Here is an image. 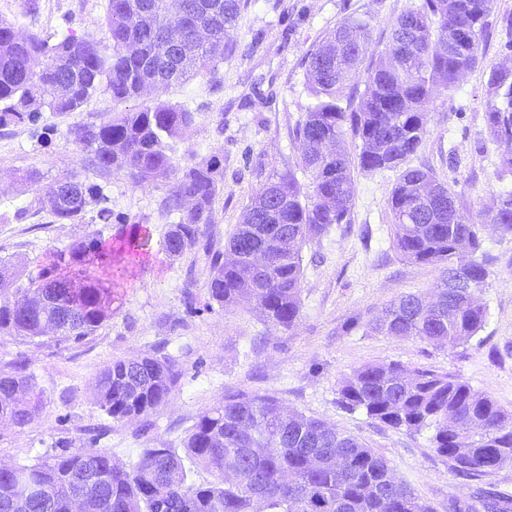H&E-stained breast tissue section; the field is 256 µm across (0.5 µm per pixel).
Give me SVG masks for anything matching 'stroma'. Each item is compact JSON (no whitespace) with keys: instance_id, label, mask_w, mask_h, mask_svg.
Wrapping results in <instances>:
<instances>
[{"instance_id":"stroma-1","label":"stroma","mask_w":512,"mask_h":512,"mask_svg":"<svg viewBox=\"0 0 512 512\" xmlns=\"http://www.w3.org/2000/svg\"><path fill=\"white\" fill-rule=\"evenodd\" d=\"M424 0H250L231 33L222 60L187 82L159 90L160 99L187 104L197 114L185 142L201 157L223 159L214 222L182 258H170L164 235L176 215L163 208L165 188L134 186L122 174L100 173L81 163L69 139L70 117L43 112L39 124L0 130V261L31 270L54 262L58 251L91 232L119 240L134 226L147 230L140 263L112 285V316L83 341L48 335L34 340L0 336V371L24 361L35 376L42 410L26 429L0 423V460L34 463L69 444L83 429L104 422L92 386L110 362L147 353L171 356L179 373L169 400L146 425L112 424L97 439L115 461L130 465L142 449L161 442L181 447L204 411L238 392L276 398L290 410L325 421L385 457L397 479L434 512L451 502L474 504L479 489L512 496V468L471 479L438 455L428 433L407 434L348 412L337 402L339 384L365 364L394 362L463 377L512 410V235L487 229L482 252L489 277L479 295L487 319L479 333L454 347L373 330L371 319L406 294H426L439 270L403 260L392 248L388 197L396 172L354 174L350 221L302 248V309L292 327L264 322L247 307L224 310L208 293L211 250L223 248L256 191L289 170L307 184L301 146L293 135L311 103L307 54L345 18L368 22L373 46L384 48L395 18ZM107 0H0V20L23 33L80 34L108 41ZM512 0H492L480 37L479 62L452 98L428 107L424 148L411 166H427L449 184L462 215L493 208L500 149L484 121L486 80L507 64L506 25ZM39 168L46 180L76 173L101 185L112 221L101 224L89 205L81 224H61L22 190L19 173ZM29 209L26 219L15 210Z\"/></svg>"}]
</instances>
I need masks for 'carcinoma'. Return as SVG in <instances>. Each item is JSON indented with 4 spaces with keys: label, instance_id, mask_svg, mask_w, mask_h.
Masks as SVG:
<instances>
[{
    "label": "carcinoma",
    "instance_id": "obj_1",
    "mask_svg": "<svg viewBox=\"0 0 512 512\" xmlns=\"http://www.w3.org/2000/svg\"><path fill=\"white\" fill-rule=\"evenodd\" d=\"M249 0H107L109 43L72 33L60 38L19 35L0 21V130L36 124L41 108L72 116L94 91L116 105L142 98L151 88L183 83L224 57L226 40ZM492 0H424L392 23L384 49L369 52V24L347 18L308 53L306 81L315 102L295 129L307 191L286 170L251 198L241 224L212 255L210 298L228 311L249 304L266 322L288 328L300 317L302 245L349 223L353 173L400 170L389 197L391 243L405 260L442 268L435 305L408 294L373 322L392 336L453 347L483 328L487 309L477 294L489 270L478 256L487 224L512 233V190L477 220H462L457 197L427 166L405 162L426 144L427 106L452 96L478 63L480 36ZM365 73L364 88L349 84ZM39 97L33 96V90ZM485 112L491 140L503 148L502 172L512 174V68L490 71ZM196 113L157 100L112 111L97 121L78 120L67 134L82 163L99 172L125 174L135 186L163 185V207L179 214L165 235L172 258L190 253L213 222L220 190V160L212 155L180 164L178 144ZM355 144L350 155L347 142ZM41 206L66 224H82L90 203L112 223L103 188L72 174L44 182L41 170L19 175ZM141 237L131 234L118 258L112 240L87 234L57 253L37 272L15 273L0 265V335L39 338L45 323L79 342L112 316L108 289L93 265L124 279L140 255ZM178 381L175 362L145 354L118 359L97 376L99 409L113 422H141L162 406ZM338 402L350 411L409 433L430 432L438 455L471 477L512 467V410L500 406L463 378L397 363L366 364L339 384ZM41 409L34 376L25 362L0 371V420L19 430ZM466 418L460 433L448 424ZM184 452L142 449L125 467L105 448L83 439L33 464L0 465V512L31 485L45 496L29 512H73L79 480L99 493L97 512H434L404 483L389 461L352 435L282 407L269 396L244 392L199 415L187 430ZM202 465L212 480L196 483L191 467ZM485 512H512V498L483 492Z\"/></svg>",
    "mask_w": 512,
    "mask_h": 512
}]
</instances>
